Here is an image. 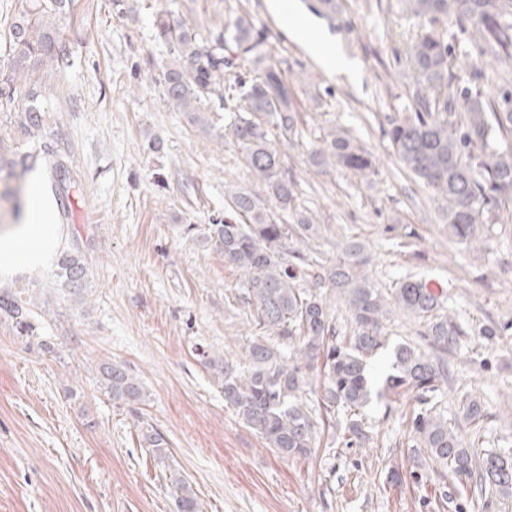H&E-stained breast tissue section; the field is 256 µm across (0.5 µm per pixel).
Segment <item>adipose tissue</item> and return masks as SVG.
Masks as SVG:
<instances>
[{"mask_svg":"<svg viewBox=\"0 0 512 512\" xmlns=\"http://www.w3.org/2000/svg\"><path fill=\"white\" fill-rule=\"evenodd\" d=\"M57 244L56 227L50 222V206L39 202L30 223L22 225L9 244L0 246V271L48 264Z\"/></svg>","mask_w":512,"mask_h":512,"instance_id":"adipose-tissue-1","label":"adipose tissue"}]
</instances>
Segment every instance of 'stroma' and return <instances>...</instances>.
I'll list each match as a JSON object with an SVG mask.
<instances>
[{"label":"stroma","mask_w":512,"mask_h":512,"mask_svg":"<svg viewBox=\"0 0 512 512\" xmlns=\"http://www.w3.org/2000/svg\"><path fill=\"white\" fill-rule=\"evenodd\" d=\"M340 2L331 13L318 0H72L63 24L69 62L42 76L44 128L25 139L2 112L0 135L61 155L71 177L67 207L53 204L51 165L41 164L27 185L53 205L59 251L84 252L92 293L41 318L50 353L0 320V512H177L165 489L170 468L188 480L202 512H455L435 478L385 480L390 467L412 468V396L371 401L365 447H345L329 429L307 457L266 447L225 407L220 381L195 348L236 357L255 333L253 306L240 273L205 235L224 216L226 186L249 178L238 150L222 142L223 112L209 113L203 128L164 97L159 69L168 54L153 28L160 13L218 33L245 4L287 77H305L286 162L296 208L320 226L306 253L329 265L356 239L380 290L409 274L441 286L445 307L468 331L448 357L444 406L457 415L458 395L470 393L490 414L484 448H512V328L490 340L478 334L484 325H512V215L491 226L487 249L453 242L428 189L402 169L384 134L409 110L405 44L417 22L396 0ZM311 16L355 74L323 68L289 36V26ZM334 127L374 153L372 182L311 165V147ZM421 332L408 315L390 314L389 347L370 359V376L388 369L393 346L422 344ZM103 360L127 364L144 401L119 406L100 394L92 368ZM144 422L167 440L166 463L144 447Z\"/></svg>","instance_id":"stroma-1"}]
</instances>
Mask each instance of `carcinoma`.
Masks as SVG:
<instances>
[{
    "label": "carcinoma",
    "instance_id": "carcinoma-1",
    "mask_svg": "<svg viewBox=\"0 0 512 512\" xmlns=\"http://www.w3.org/2000/svg\"><path fill=\"white\" fill-rule=\"evenodd\" d=\"M401 11L418 20L420 32L407 46L415 71L408 86L412 110L389 120L385 130L402 168L423 181L431 202L448 224L450 237L470 249L487 248L482 235L500 210L512 206V76L503 77L496 96L460 84L449 67L452 42L480 47L493 59L512 63V0H398ZM70 0H23L6 38L7 70H0V112L19 113V130L33 136L46 122L41 82L33 76L49 64L66 65L71 47L61 22ZM155 37L166 44L172 60L163 67L164 95L173 109L208 125L205 105L228 112L224 143L240 155L249 185L224 192V221L208 227V240L224 254L225 266L245 277L246 296L254 305L260 332L244 347L242 360H216L204 347L197 355L222 379L224 404L266 444L282 455L311 453L319 430L340 425L347 448H363L369 440L363 410L373 397L413 394L406 418L412 441L414 470L423 477L421 458L432 465L449 500L465 488L507 497L512 494V452L474 449L487 412L464 394L460 416L471 432L462 436L448 422L442 396L448 386V352L465 331L443 306L441 295L412 276L398 279L384 294L365 272L366 247L350 241L336 263L311 272L308 258L288 241L306 243L317 233L312 217L295 211L294 182L284 156L296 146V95L282 78L266 37L255 31L246 14L218 35L159 17ZM253 68L243 80L231 68L237 58ZM36 153L0 155V200L14 212L22 205L24 179L37 167ZM317 167L346 169L370 183L377 159L346 129L333 128L322 146L311 150ZM296 259L293 264L288 258ZM90 270L82 252L60 257L54 287L40 300L27 288L0 289V319L11 322L19 336L44 352L51 343L39 336L38 316L51 305L82 303L88 297ZM343 296L352 331L340 336L330 291ZM423 321L428 349L408 342L393 350L391 371L372 382L368 360L386 345L383 321L392 309ZM288 343L281 351L268 337ZM98 391L118 403L136 404L146 397L139 377L118 361L95 367ZM147 447L159 459L168 442L158 432L142 429ZM177 512H200L186 478L169 474Z\"/></svg>",
    "mask_w": 512,
    "mask_h": 512
}]
</instances>
